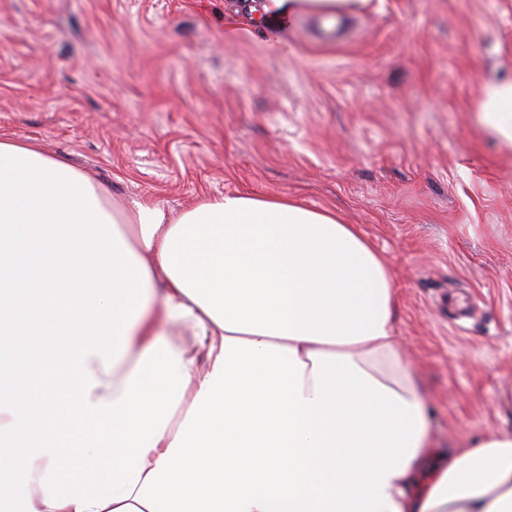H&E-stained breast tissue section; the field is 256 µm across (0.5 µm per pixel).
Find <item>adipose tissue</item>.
<instances>
[{"label":"adipose tissue","instance_id":"adipose-tissue-1","mask_svg":"<svg viewBox=\"0 0 512 512\" xmlns=\"http://www.w3.org/2000/svg\"><path fill=\"white\" fill-rule=\"evenodd\" d=\"M365 2L260 14L284 29ZM480 98L512 147V80ZM9 336L39 343L24 371ZM16 455L28 481L0 512H512V435L433 442L389 268L355 225L247 193L175 217L0 138V468Z\"/></svg>","mask_w":512,"mask_h":512}]
</instances>
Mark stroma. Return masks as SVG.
Instances as JSON below:
<instances>
[{"label":"stroma","mask_w":512,"mask_h":512,"mask_svg":"<svg viewBox=\"0 0 512 512\" xmlns=\"http://www.w3.org/2000/svg\"><path fill=\"white\" fill-rule=\"evenodd\" d=\"M235 17L237 34L225 38ZM247 0H0V137L124 200L226 192L335 209L390 266L439 441L512 433V0H369L332 38ZM480 98L479 112L485 126L512 148V80L486 83Z\"/></svg>","instance_id":"35a3bbf8"}]
</instances>
